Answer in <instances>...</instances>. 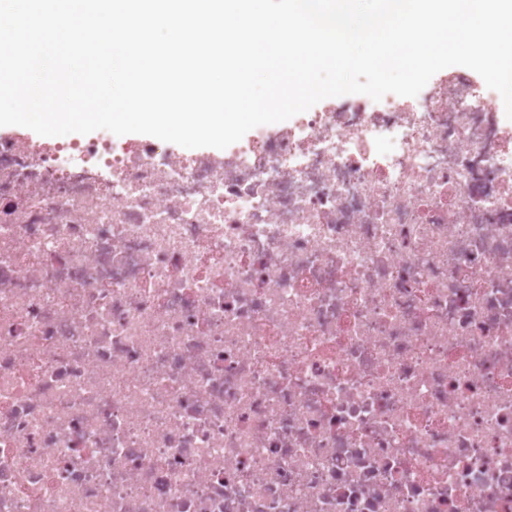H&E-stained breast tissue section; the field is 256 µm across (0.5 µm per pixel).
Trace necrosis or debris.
<instances>
[{"instance_id": "necrosis-or-debris-1", "label": "necrosis or debris", "mask_w": 512, "mask_h": 512, "mask_svg": "<svg viewBox=\"0 0 512 512\" xmlns=\"http://www.w3.org/2000/svg\"><path fill=\"white\" fill-rule=\"evenodd\" d=\"M0 512H512L493 90L220 158L0 137Z\"/></svg>"}]
</instances>
